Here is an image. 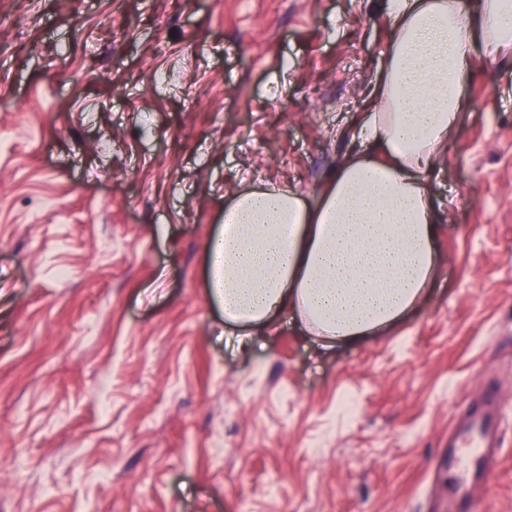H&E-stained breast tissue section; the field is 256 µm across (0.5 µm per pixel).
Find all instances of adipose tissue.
<instances>
[{
    "instance_id": "ef3b65f1",
    "label": "adipose tissue",
    "mask_w": 512,
    "mask_h": 512,
    "mask_svg": "<svg viewBox=\"0 0 512 512\" xmlns=\"http://www.w3.org/2000/svg\"><path fill=\"white\" fill-rule=\"evenodd\" d=\"M512 0H384L388 50L348 156L313 200L268 184L228 195L206 251V288L239 347L294 315L324 340L385 330L434 279L428 178L470 105L477 55L512 60Z\"/></svg>"
}]
</instances>
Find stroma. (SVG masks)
<instances>
[{
	"mask_svg": "<svg viewBox=\"0 0 512 512\" xmlns=\"http://www.w3.org/2000/svg\"><path fill=\"white\" fill-rule=\"evenodd\" d=\"M382 0H0V512H436L463 398L512 402V61L431 178L426 301L241 351L203 288L241 182L359 151ZM482 512H512V417Z\"/></svg>",
	"mask_w": 512,
	"mask_h": 512,
	"instance_id": "35a3bbf8",
	"label": "stroma"
}]
</instances>
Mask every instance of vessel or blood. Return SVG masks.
Masks as SVG:
<instances>
[{"label":"vessel or blood","mask_w":512,"mask_h":512,"mask_svg":"<svg viewBox=\"0 0 512 512\" xmlns=\"http://www.w3.org/2000/svg\"><path fill=\"white\" fill-rule=\"evenodd\" d=\"M505 408L494 387H485L480 404L465 409L463 418L448 435L446 469L448 512H478L474 489L487 485L495 448L500 445Z\"/></svg>","instance_id":"obj_1"}]
</instances>
